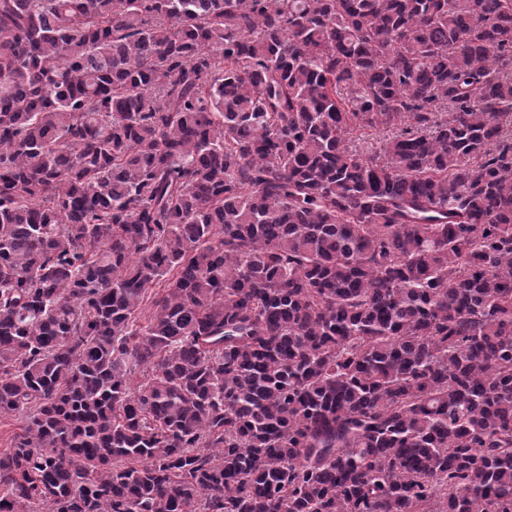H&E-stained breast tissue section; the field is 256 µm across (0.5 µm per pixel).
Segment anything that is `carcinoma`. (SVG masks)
<instances>
[{"mask_svg": "<svg viewBox=\"0 0 512 512\" xmlns=\"http://www.w3.org/2000/svg\"><path fill=\"white\" fill-rule=\"evenodd\" d=\"M2 419L0 512H512V0H0Z\"/></svg>", "mask_w": 512, "mask_h": 512, "instance_id": "carcinoma-1", "label": "carcinoma"}]
</instances>
